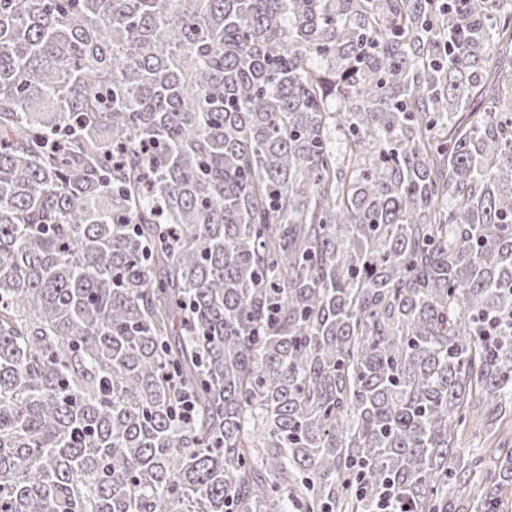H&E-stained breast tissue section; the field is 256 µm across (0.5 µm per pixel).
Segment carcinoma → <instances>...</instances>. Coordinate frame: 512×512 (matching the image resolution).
Instances as JSON below:
<instances>
[{"label": "carcinoma", "instance_id": "1", "mask_svg": "<svg viewBox=\"0 0 512 512\" xmlns=\"http://www.w3.org/2000/svg\"><path fill=\"white\" fill-rule=\"evenodd\" d=\"M471 425L512 8L0 0V512H507Z\"/></svg>", "mask_w": 512, "mask_h": 512}]
</instances>
